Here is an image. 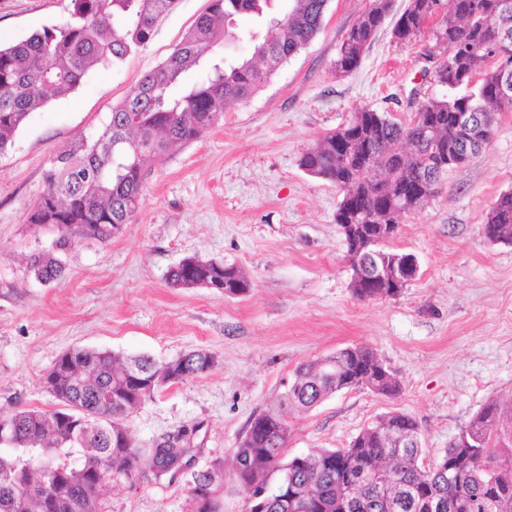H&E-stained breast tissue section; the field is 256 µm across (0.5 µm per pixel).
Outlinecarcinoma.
Wrapping results in <instances>:
<instances>
[{
  "label": "carcinoma",
  "mask_w": 512,
  "mask_h": 512,
  "mask_svg": "<svg viewBox=\"0 0 512 512\" xmlns=\"http://www.w3.org/2000/svg\"><path fill=\"white\" fill-rule=\"evenodd\" d=\"M71 2L67 21L0 47V154L49 97L69 95L91 71L120 63L146 43L156 20L175 0ZM329 2L209 0L207 11L169 56L112 107L105 128L57 155L28 223L57 225L60 249L74 236L112 240L136 211L154 164L201 139L218 125L229 104L251 98L320 31ZM391 4L371 0L340 45L337 73L359 65ZM245 14L257 24L248 32L253 55L228 61L215 47L235 17ZM425 35L427 45L440 43L447 51L446 64L433 75L447 93L418 107L431 124L429 132L361 108L300 157L309 176L340 190L338 224H380L386 217L398 223L402 214L427 201L448 169L488 144L497 113L512 111V98L495 92L499 75L489 69L485 54L505 43L512 79V0H408L394 36L410 43ZM192 67L202 68L205 78L185 84L183 75ZM458 112L475 113V125L459 128ZM398 143L406 148L397 150ZM486 224L496 225L497 242L512 244V190L499 195ZM224 268L222 262L189 256L169 269L166 280L172 288L207 289ZM28 269L35 278L53 282L65 267L56 253L42 251L30 258ZM87 360L88 371L51 369L44 384L62 406L102 414L109 424L82 435L58 424L54 410L24 408L0 416L11 439V446L0 448V512H42L40 498L29 491L31 463L44 468L45 482L58 491L53 512H101L96 483L133 481L145 466L164 474L176 452H186L167 443L143 450L124 424L146 394L124 377L123 366L132 361L148 373L155 359L90 350ZM175 362L185 365L189 379L214 365L204 350ZM364 385L377 387L382 395L401 389V381L367 346L342 348L296 368L278 406L253 416L235 448L246 512H256L252 493L283 481L285 492L269 500L263 512H512V403L481 408L427 469L418 424L404 413L387 415L346 448L286 456L288 414ZM108 390L118 402L101 407L98 396ZM379 463L389 477L374 484L363 480ZM220 476L218 463L206 474H194L189 492L196 512H216L213 486Z\"/></svg>",
  "instance_id": "obj_1"
}]
</instances>
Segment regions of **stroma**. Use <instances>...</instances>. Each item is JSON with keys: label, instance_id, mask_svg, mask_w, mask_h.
I'll return each mask as SVG.
<instances>
[{"label": "stroma", "instance_id": "1", "mask_svg": "<svg viewBox=\"0 0 512 512\" xmlns=\"http://www.w3.org/2000/svg\"><path fill=\"white\" fill-rule=\"evenodd\" d=\"M406 3L394 0L360 65L340 75L339 47L370 0H331L305 49L203 138L151 170L118 236L70 239L55 283L42 284L27 263L58 233L26 215L57 154L103 129L208 0H176L143 46L33 111L0 154V415L57 408L42 377L72 348L160 361L203 349L215 360L207 372L156 390L127 419L140 448L186 449L183 469L148 470L110 486L102 512H195L191 476L216 463L220 512H244L233 454L250 419L278 401L296 366L347 346L371 347L401 379V393L344 389L290 414L288 455L347 447L397 411L418 423L433 460L482 407L512 399V245L481 233L493 202L512 190V112L499 115L478 155L448 170L424 205L399 218L391 245L413 254L419 272L395 298L354 296L335 221L341 194L299 166L308 147L358 109L402 120L440 95L422 74L421 43L392 36ZM71 9V0H0V45L67 20ZM187 256L239 268L248 292L169 287L168 269Z\"/></svg>", "mask_w": 512, "mask_h": 512}]
</instances>
